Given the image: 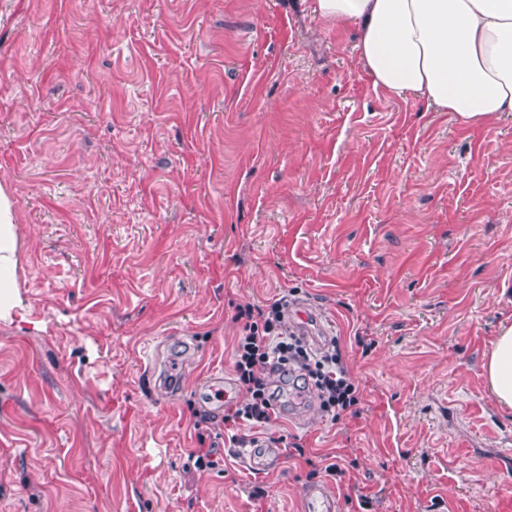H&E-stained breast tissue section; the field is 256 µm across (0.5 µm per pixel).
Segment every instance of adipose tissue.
I'll use <instances>...</instances> for the list:
<instances>
[{"label": "adipose tissue", "mask_w": 512, "mask_h": 512, "mask_svg": "<svg viewBox=\"0 0 512 512\" xmlns=\"http://www.w3.org/2000/svg\"><path fill=\"white\" fill-rule=\"evenodd\" d=\"M316 16L357 30L356 63L374 87L410 96L466 125L512 113V0H311ZM15 203L0 189V319L20 306ZM512 410V324L483 364Z\"/></svg>", "instance_id": "1"}]
</instances>
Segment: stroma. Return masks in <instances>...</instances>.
<instances>
[{"instance_id":"35a3bbf8","label":"stroma","mask_w":512,"mask_h":512,"mask_svg":"<svg viewBox=\"0 0 512 512\" xmlns=\"http://www.w3.org/2000/svg\"><path fill=\"white\" fill-rule=\"evenodd\" d=\"M356 36L309 0H0V512H301L321 484L339 512H512L482 370L512 322V115L374 89ZM283 295L361 389L273 426L333 480L249 469L201 389L237 382L233 304ZM15 203L0 187V319L20 306L18 293V237Z\"/></svg>"}]
</instances>
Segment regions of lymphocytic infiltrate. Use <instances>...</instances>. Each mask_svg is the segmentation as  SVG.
Here are the masks:
<instances>
[{"label": "lymphocytic infiltrate", "instance_id": "lymphocytic-infiltrate-1", "mask_svg": "<svg viewBox=\"0 0 512 512\" xmlns=\"http://www.w3.org/2000/svg\"><path fill=\"white\" fill-rule=\"evenodd\" d=\"M285 299L260 307L236 305L234 321L241 331L234 353V370L244 389L242 401L228 408L224 432L230 444H241L240 427L268 428L276 419L278 395L272 388L274 375L292 376L297 394L316 396L325 417L337 419L356 407L360 389L351 378L341 350L328 345L311 350L285 322Z\"/></svg>", "mask_w": 512, "mask_h": 512}]
</instances>
